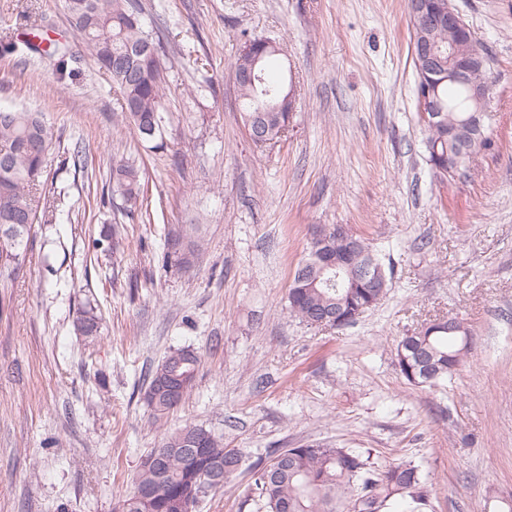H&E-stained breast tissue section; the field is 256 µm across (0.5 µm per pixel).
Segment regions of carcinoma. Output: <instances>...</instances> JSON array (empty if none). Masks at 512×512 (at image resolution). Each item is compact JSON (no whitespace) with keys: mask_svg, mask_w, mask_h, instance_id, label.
I'll return each mask as SVG.
<instances>
[{"mask_svg":"<svg viewBox=\"0 0 512 512\" xmlns=\"http://www.w3.org/2000/svg\"><path fill=\"white\" fill-rule=\"evenodd\" d=\"M69 21L76 29L95 63L112 79L122 95L121 122L132 126L142 141L162 138L164 89L167 72L163 67V36L167 29L149 31L142 22L144 0H65ZM56 72L64 79L72 51L54 47ZM287 79L264 78V86L238 89L244 123L258 120L277 143L288 131L290 113L275 111L277 87ZM438 98L447 125L427 128L426 148L433 169L453 176L468 168L467 154L491 148L487 132L475 133L466 126L472 108L468 88L443 83ZM53 143V131L42 113L27 109L0 108V288L7 287L20 271L30 231L38 221L36 194L40 190L46 156ZM112 195L122 200V210L134 216L143 195L141 170L134 163L112 164ZM315 239L307 255L296 266L288 288V312L313 325L323 315L336 314L349 326L375 307L387 294L392 268L385 257L366 243L350 253L349 264L356 273L376 277L377 288L346 287L333 272H321L314 257ZM463 325L455 316L449 321L415 330L402 337L396 348L400 375L414 386H436L448 379L460 363L465 333L448 330V324ZM98 329L94 307L81 308L74 320L79 336H92ZM201 357L190 348L170 352L148 374L143 399L154 416L163 417L177 408L192 388ZM204 431L184 425L165 435L162 447L150 454H164L161 469L140 466L132 486L118 498L114 512H180L177 500L196 492L203 483V467L180 453L187 436ZM211 454L224 461V480L235 477L244 456L236 448L210 436ZM151 487L154 494L139 491ZM250 493L266 512H382L405 502L410 512L426 505L430 488L418 469L406 463L379 466L356 448H336L313 443L303 448H276L266 462L253 465Z\"/></svg>","mask_w":512,"mask_h":512,"instance_id":"1","label":"carcinoma"}]
</instances>
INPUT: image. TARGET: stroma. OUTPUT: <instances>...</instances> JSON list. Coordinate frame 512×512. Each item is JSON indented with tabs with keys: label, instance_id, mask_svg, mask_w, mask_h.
Here are the masks:
<instances>
[{
	"label": "stroma",
	"instance_id": "obj_1",
	"mask_svg": "<svg viewBox=\"0 0 512 512\" xmlns=\"http://www.w3.org/2000/svg\"><path fill=\"white\" fill-rule=\"evenodd\" d=\"M145 2L146 27L176 36L160 150L116 125L118 91L63 0H0V37L32 38L44 15L48 42L81 56L62 82L48 57L0 54V107L43 113L54 131L41 190L54 219L33 226L0 288V512H112L185 424L244 454L197 512H263L246 493L252 466L309 443L414 464L432 486L426 512H499L512 499V0H452L489 60L494 140L452 178L428 162L407 0ZM247 34L280 42L293 77L288 133L264 148L230 75ZM78 142L77 171L65 160ZM121 157L145 172L140 220L107 194ZM191 224V245L163 262ZM316 224L344 225L394 265L385 298L340 329L288 313ZM88 303L98 333L79 336ZM447 314L469 330L460 365L438 386L406 385L398 342ZM184 347L201 356L194 387L154 419L143 380Z\"/></svg>",
	"mask_w": 512,
	"mask_h": 512
}]
</instances>
